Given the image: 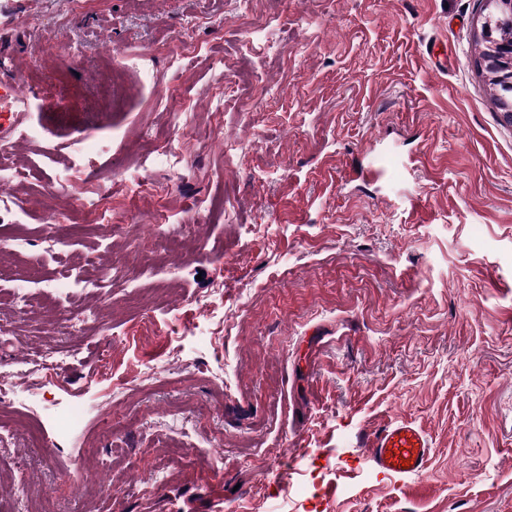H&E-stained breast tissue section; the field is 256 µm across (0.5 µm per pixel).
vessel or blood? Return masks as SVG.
I'll return each instance as SVG.
<instances>
[{
  "label": "vessel or blood",
  "instance_id": "1",
  "mask_svg": "<svg viewBox=\"0 0 512 512\" xmlns=\"http://www.w3.org/2000/svg\"><path fill=\"white\" fill-rule=\"evenodd\" d=\"M364 446L377 469L400 478L421 474L431 452L422 429L408 421H391L372 428L364 438Z\"/></svg>",
  "mask_w": 512,
  "mask_h": 512
}]
</instances>
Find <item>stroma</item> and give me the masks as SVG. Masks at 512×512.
Instances as JSON below:
<instances>
[{
    "instance_id": "stroma-1",
    "label": "stroma",
    "mask_w": 512,
    "mask_h": 512,
    "mask_svg": "<svg viewBox=\"0 0 512 512\" xmlns=\"http://www.w3.org/2000/svg\"><path fill=\"white\" fill-rule=\"evenodd\" d=\"M479 13L0 0V59L21 67L0 86L30 94L0 118V290L54 296L63 264L145 248L143 224L188 236L95 298L73 289L89 329L0 305V372L29 345L64 354L38 408L10 407L0 512L23 492L36 512H512V124L475 63ZM228 61L256 76L250 102ZM186 406L188 433L168 416ZM397 420L431 445L423 476L366 457ZM102 468L111 490L86 481Z\"/></svg>"
}]
</instances>
